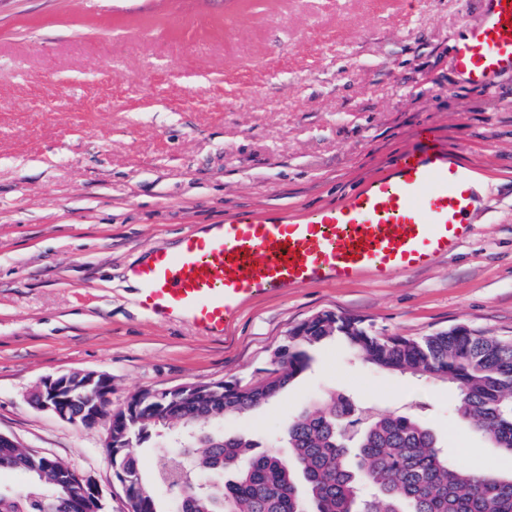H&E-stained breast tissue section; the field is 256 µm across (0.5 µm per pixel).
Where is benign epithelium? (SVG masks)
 <instances>
[{"label":"benign epithelium","instance_id":"1","mask_svg":"<svg viewBox=\"0 0 512 512\" xmlns=\"http://www.w3.org/2000/svg\"><path fill=\"white\" fill-rule=\"evenodd\" d=\"M85 392L86 407L81 425L93 426L106 414L110 404L112 383L109 376L97 372L60 374L46 378L35 391L32 402L68 423H76L70 404ZM75 484L61 487L60 499L67 502L70 512H103L98 487L84 475L74 473Z\"/></svg>","mask_w":512,"mask_h":512}]
</instances>
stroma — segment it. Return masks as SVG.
<instances>
[{"label": "stroma", "mask_w": 512, "mask_h": 512, "mask_svg": "<svg viewBox=\"0 0 512 512\" xmlns=\"http://www.w3.org/2000/svg\"><path fill=\"white\" fill-rule=\"evenodd\" d=\"M483 0H0V434L96 483L127 512L107 425L37 409L45 378L93 371L112 407L141 391L276 368L290 332L331 312L382 336L464 326L512 338V73L469 88L451 51ZM428 127L488 180L467 242L433 267L271 293L228 337L130 299L143 249L238 209L336 202ZM256 413L205 430L261 440L321 395L420 415L454 457L494 456L450 413L455 390L374 369L342 340Z\"/></svg>", "instance_id": "1"}]
</instances>
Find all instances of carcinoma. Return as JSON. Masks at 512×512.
<instances>
[{
    "label": "carcinoma",
    "mask_w": 512,
    "mask_h": 512,
    "mask_svg": "<svg viewBox=\"0 0 512 512\" xmlns=\"http://www.w3.org/2000/svg\"><path fill=\"white\" fill-rule=\"evenodd\" d=\"M340 336L383 372L454 386L455 421L477 431L495 453L512 457V339L466 327L410 339L378 336L329 315L301 323L276 353L275 377L251 386L226 384L192 400L163 394L137 417L112 414V433L143 443L176 426L262 409L309 365L306 348ZM288 451L261 449L247 433H195L182 453L189 471L164 466L159 483L183 495L172 512H512V474L471 468L439 445L419 416L356 404L333 393L282 426ZM114 476L135 500L134 512H162L133 448H115ZM29 480L0 490V512H66L58 487L72 469L33 448L0 446V474Z\"/></svg>",
    "instance_id": "obj_1"
}]
</instances>
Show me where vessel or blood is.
Instances as JSON below:
<instances>
[{
  "mask_svg": "<svg viewBox=\"0 0 512 512\" xmlns=\"http://www.w3.org/2000/svg\"><path fill=\"white\" fill-rule=\"evenodd\" d=\"M483 22L453 50V66L487 90L512 71V0H485ZM419 149L354 193L299 218L235 211L182 234L176 251L150 248L128 272L150 315L177 317L195 331L227 335L242 307L266 294L368 277L385 283L423 271L469 237L477 206L462 150L420 130Z\"/></svg>",
  "mask_w": 512,
  "mask_h": 512,
  "instance_id": "vessel-or-blood-1",
  "label": "vessel or blood"
}]
</instances>
